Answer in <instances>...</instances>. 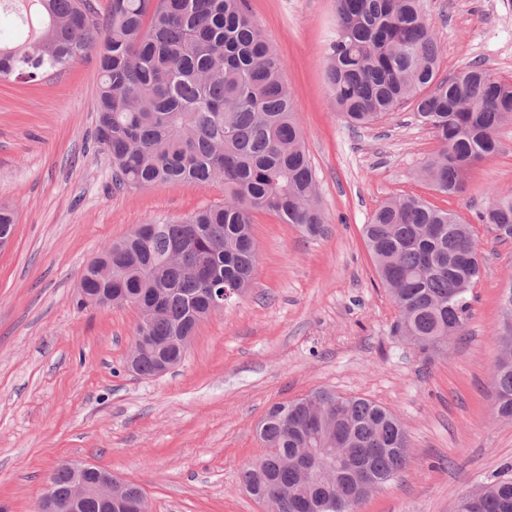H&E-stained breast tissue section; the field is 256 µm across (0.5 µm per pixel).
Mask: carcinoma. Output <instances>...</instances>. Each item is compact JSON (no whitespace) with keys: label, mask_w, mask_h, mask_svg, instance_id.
Listing matches in <instances>:
<instances>
[{"label":"carcinoma","mask_w":512,"mask_h":512,"mask_svg":"<svg viewBox=\"0 0 512 512\" xmlns=\"http://www.w3.org/2000/svg\"><path fill=\"white\" fill-rule=\"evenodd\" d=\"M14 39L0 44V78L36 84L95 51L100 79L95 141L112 162L117 189L186 182L224 184V201L177 221L142 225L105 247L86 288H110L145 308L137 334L169 338L139 351L137 373L157 359L181 361L178 340L207 317L216 283L242 296L258 263L252 224L259 212L309 237L324 219L284 62L252 20L248 0H112L99 28L91 0H35L19 11L0 0ZM440 47L423 0H336V38L326 77L332 106L370 125L409 105L433 131L438 151L419 175L442 193L467 168L499 150L497 129L512 119V81L472 63L440 77ZM512 241V193L477 213ZM363 233L381 281L398 308L397 335L425 352L460 334L472 316L481 272L472 225L417 197L391 198ZM492 411L512 419V357L492 376ZM269 460L241 481L275 512H354L362 477L374 488L409 462L408 436L387 409L329 390L274 403L258 432ZM460 512H512V464Z\"/></svg>","instance_id":"carcinoma-1"}]
</instances>
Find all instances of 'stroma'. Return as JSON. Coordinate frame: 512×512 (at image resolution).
<instances>
[{"label": "stroma", "instance_id": "obj_1", "mask_svg": "<svg viewBox=\"0 0 512 512\" xmlns=\"http://www.w3.org/2000/svg\"><path fill=\"white\" fill-rule=\"evenodd\" d=\"M424 3L440 76L479 62L512 80V0ZM248 7L285 63L324 231L308 238L256 214L252 288L200 322L182 362L158 377L126 369L134 308H78L82 273L133 227L221 203L223 186L113 189L94 138L95 54L36 85L0 80V204L17 215L0 249V512H39L64 459L138 484L150 512H270L240 482L265 452L256 427L273 403L319 388L384 406L408 435V467L356 512H454L459 497L512 463V421L491 410L512 241L476 218L491 194L512 192V122L459 192H438L413 176L438 143L411 107L367 127L333 108L325 62L335 0ZM399 195L472 223L481 256L473 317L439 352L393 335L399 312L363 237L369 216Z\"/></svg>", "mask_w": 512, "mask_h": 512}]
</instances>
